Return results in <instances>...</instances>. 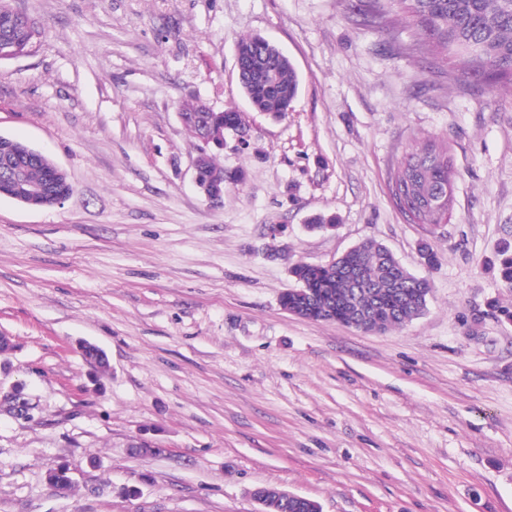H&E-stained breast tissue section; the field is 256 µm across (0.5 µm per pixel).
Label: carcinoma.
Here are the masks:
<instances>
[{"instance_id": "carcinoma-1", "label": "carcinoma", "mask_w": 512, "mask_h": 512, "mask_svg": "<svg viewBox=\"0 0 512 512\" xmlns=\"http://www.w3.org/2000/svg\"><path fill=\"white\" fill-rule=\"evenodd\" d=\"M386 6H400L413 17L429 42L443 48L457 62L465 80L494 83L512 81V0H385ZM11 19L9 0H0V53L9 43L30 44L37 33L27 20L15 29L4 26ZM260 35L240 39L237 46L258 52L253 72H241L243 92L260 111L280 115L297 97L299 81L289 59L264 55ZM28 145L15 138L0 142V175L15 170L21 182L38 186L50 177L41 163L21 167L17 154ZM420 160L410 169L403 167L399 181L406 186V203L396 202L409 220L439 224L448 217L452 198L453 171L448 144L428 141L407 155ZM203 183L216 195L224 196L226 175L213 156L202 168ZM291 275L300 287L281 296L284 308L304 312L316 321L353 323L366 314L364 329L383 331L399 327L420 316L426 307L430 282L402 267L384 245L368 241L327 265L296 263ZM498 273L503 285L512 288V246L499 251ZM254 500L263 512H320L317 502L302 497L288 499L278 489L260 487Z\"/></svg>"}]
</instances>
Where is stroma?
<instances>
[{"label": "stroma", "mask_w": 512, "mask_h": 512, "mask_svg": "<svg viewBox=\"0 0 512 512\" xmlns=\"http://www.w3.org/2000/svg\"><path fill=\"white\" fill-rule=\"evenodd\" d=\"M10 4L39 34L0 63V135L73 191L43 209L0 198V386L35 405L0 416V512H256L259 486L322 512H512V321L487 307L512 309L496 263L512 84L454 80L369 0ZM253 34L300 81L277 120L239 85L236 43ZM198 101L249 126L216 152L217 206L181 119ZM428 139L448 143L453 200L446 221L415 224L390 184ZM315 214L335 229L309 230ZM365 240L430 279L421 316L376 333L283 309L293 264ZM63 465L62 494L48 475Z\"/></svg>", "instance_id": "35a3bbf8"}]
</instances>
